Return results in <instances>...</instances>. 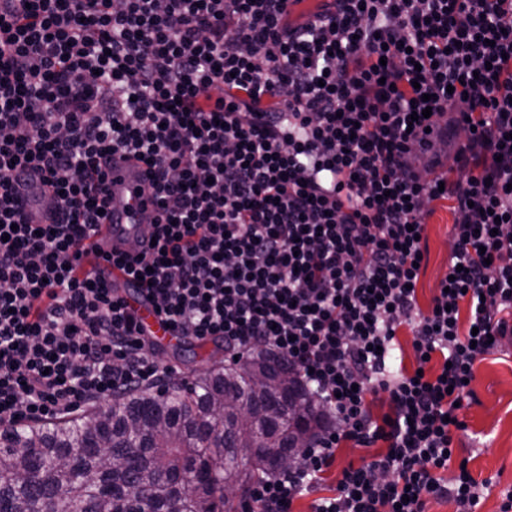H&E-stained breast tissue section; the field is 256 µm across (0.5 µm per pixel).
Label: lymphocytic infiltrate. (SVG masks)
Segmentation results:
<instances>
[{"instance_id": "f902f5d3", "label": "lymphocytic infiltrate", "mask_w": 512, "mask_h": 512, "mask_svg": "<svg viewBox=\"0 0 512 512\" xmlns=\"http://www.w3.org/2000/svg\"><path fill=\"white\" fill-rule=\"evenodd\" d=\"M287 4L0 0V426L170 376L143 295L178 335L286 357L327 417L243 512L307 495L312 512H424L430 497L473 512L486 482L440 473L476 362L512 336V0H336L297 28ZM450 112L461 177H421L423 134ZM116 154L147 164L160 214L133 264L93 246ZM27 169L58 198L53 224L13 195ZM446 197L449 277L424 311L423 233ZM404 325L411 371L394 358ZM346 440L386 448L320 496ZM135 311L141 319L151 339L159 345H166L173 340L182 341V336H173L172 332L166 330L160 319L154 314L152 305L143 297L138 298L134 303Z\"/></svg>"}]
</instances>
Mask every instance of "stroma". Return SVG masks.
Instances as JSON below:
<instances>
[{
  "label": "stroma",
  "mask_w": 512,
  "mask_h": 512,
  "mask_svg": "<svg viewBox=\"0 0 512 512\" xmlns=\"http://www.w3.org/2000/svg\"><path fill=\"white\" fill-rule=\"evenodd\" d=\"M453 206L450 198L433 202L425 226L427 258L416 286L418 304L424 310L448 273ZM471 390L458 412L466 428L454 436L447 474L455 476L459 462H466L477 480L489 483L475 512H499L504 493L512 491V338L503 339L475 364Z\"/></svg>",
  "instance_id": "35a3bbf8"
}]
</instances>
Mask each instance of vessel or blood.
<instances>
[{
    "mask_svg": "<svg viewBox=\"0 0 512 512\" xmlns=\"http://www.w3.org/2000/svg\"><path fill=\"white\" fill-rule=\"evenodd\" d=\"M110 191L112 196L122 198L123 204L109 210L95 236V242L101 254L136 256L147 247L157 216L143 178L142 165L120 155L114 156ZM14 192L21 199L29 223H52L56 204L39 176L19 174ZM134 306L153 341L161 345L173 341L172 332L162 326L145 298H138Z\"/></svg>",
    "mask_w": 512,
    "mask_h": 512,
    "instance_id": "vessel-or-blood-1",
    "label": "vessel or blood"
}]
</instances>
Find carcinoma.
Masks as SVG:
<instances>
[{
  "mask_svg": "<svg viewBox=\"0 0 512 512\" xmlns=\"http://www.w3.org/2000/svg\"><path fill=\"white\" fill-rule=\"evenodd\" d=\"M283 360L254 350L228 367L170 378L160 393H124L92 422L0 427V512H38L43 498L57 512H168L174 499L184 512H232L225 482L249 486L277 471L275 450L293 457L296 430L322 428L321 411L288 365L272 394L279 421L240 423L224 410L231 393L249 410L265 394L256 377ZM108 454L118 463L105 464Z\"/></svg>",
  "mask_w": 512,
  "mask_h": 512,
  "instance_id": "obj_1",
  "label": "carcinoma"
}]
</instances>
